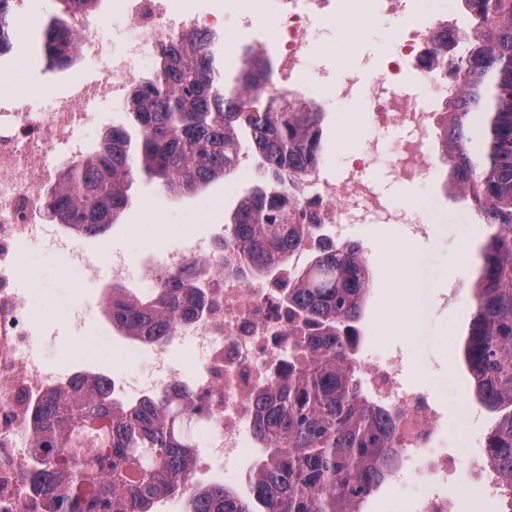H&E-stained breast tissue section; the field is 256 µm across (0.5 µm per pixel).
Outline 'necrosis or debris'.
<instances>
[{"label": "necrosis or debris", "instance_id": "1", "mask_svg": "<svg viewBox=\"0 0 512 512\" xmlns=\"http://www.w3.org/2000/svg\"><path fill=\"white\" fill-rule=\"evenodd\" d=\"M267 0H238L231 12L204 11L178 0H112V10L135 28L118 49L92 48L91 36L99 18L93 10L78 14L74 25L81 33L80 47L89 54V73L68 82L51 95L47 110L37 111L28 99L0 95V512H45L42 502L28 489L30 448L34 429L31 408L52 389L62 385L58 369L26 355L22 342L31 336L34 321L21 294L19 282L26 267L25 250L38 238L51 235L58 250H75V234L48 215V192L67 169L96 145L83 130L98 120L100 106L122 103L142 78L148 56L163 42L188 33H217L225 27L252 33L268 29L274 37L277 81L266 86L268 104L286 106V95L297 78L310 77L339 100L352 97L359 78L347 72L340 82L330 81L321 65L305 52L311 19H336L338 9L350 16L372 11L401 16L416 8V0H279L268 11ZM462 27L448 20L426 18L407 28L397 39L380 72L364 95L365 109L377 129H403L392 147L380 139L364 142L345 158L337 180L324 167L306 172L299 190L291 192L293 204L317 217L325 237L350 242L353 224H403L412 236L425 238L430 225L412 212L394 205L364 172L381 157H388L393 174L407 183L433 176L439 158L431 133L439 125L437 102L418 109L401 87L402 73L412 68L418 79L433 89L462 51ZM222 254L211 240H192L165 252L146 271L151 283L162 275L210 269L204 316L180 323L175 338L188 342L202 356L193 379L195 393L209 403L204 420L205 446L195 455L194 472L206 474L213 460L250 461L243 432L251 424V394L268 383L271 367L288 345V314L283 285L255 287L236 273L221 270ZM84 284L111 294L113 286L129 287L131 277L124 257L112 256L107 266L83 257L79 260ZM104 343L119 347L130 358L149 357L160 386L182 385L184 374L172 365L161 343L119 338L100 329ZM405 359L391 352L362 367V380L370 399L399 410L398 438L404 460L417 461L431 478L428 492L413 505V512H453L442 487L448 481V453L440 448L436 429L437 406L402 379ZM397 466L391 483L406 478Z\"/></svg>", "mask_w": 512, "mask_h": 512}]
</instances>
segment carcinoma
Here are the masks:
<instances>
[{
	"instance_id": "cac0c4a2",
	"label": "carcinoma",
	"mask_w": 512,
	"mask_h": 512,
	"mask_svg": "<svg viewBox=\"0 0 512 512\" xmlns=\"http://www.w3.org/2000/svg\"><path fill=\"white\" fill-rule=\"evenodd\" d=\"M42 28L46 61L76 60L67 18L95 0H56ZM476 35L449 75L442 152L456 186L471 197L490 233L478 247L475 307L463 361L477 401L500 417L486 438L490 467L512 486V0H464ZM21 17L0 0V55L10 52ZM233 80L222 77L216 38L187 34L161 47L105 142L69 168L50 192L59 224L96 237L133 204L146 178L174 196H192L235 172L249 147L259 185L237 204L220 244L223 270L271 280L288 252L307 243L308 225L288 221V187L320 163L324 112L259 106L272 60L248 49ZM207 272L195 281L162 278L148 296L112 288V327L144 342L168 341L177 322L204 314ZM371 271L355 244H323L285 291L300 335L254 396L252 433L263 448L245 476L248 491L194 478L192 424L203 404L187 385L126 402L112 378L73 374L32 406L30 484L50 512H155L178 498L183 512H361L399 458L398 415L364 393L356 369Z\"/></svg>"
}]
</instances>
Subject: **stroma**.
Instances as JSON below:
<instances>
[{
  "label": "stroma",
  "instance_id": "1",
  "mask_svg": "<svg viewBox=\"0 0 512 512\" xmlns=\"http://www.w3.org/2000/svg\"><path fill=\"white\" fill-rule=\"evenodd\" d=\"M55 5V0H31L23 13L12 53L0 57L1 64L17 68L9 79H0L1 94L41 101L85 73L86 66L80 60L60 70L45 66L38 29ZM411 21L408 15H378L366 26L345 18L331 26L317 22L305 51L313 62L327 63L337 72L355 70L366 83L390 54L395 37ZM307 93L325 114L322 164L330 175H338L344 157L365 141L378 136L389 145L401 135L396 128L377 131L363 108L362 95L337 101L313 87ZM366 176L396 205L403 207L408 201H416L419 219L432 224L433 231L429 237L414 241L419 256L417 273L425 288L422 312L406 329L399 330L395 327L396 316L411 304L412 296L409 289L400 287L383 252L390 241L407 238V228L402 224H360L352 228L373 272L358 354L363 357L378 349L403 352L407 359L405 381L441 411L439 440L453 455L448 498L455 512H500V502L480 498L469 468L474 444L486 438L495 415L486 410L481 419L473 418L471 411L477 403L467 371L456 355L457 344L471 319L473 278L454 275L455 256L463 245L478 248L488 227L476 222L477 209L470 199L456 188L447 187L451 178L448 167H439L432 181L406 184L397 180L387 161L382 160L367 169ZM256 182V173L237 172L198 195L175 197L162 191L158 182L141 181L134 189V205L121 220L103 235L80 237L79 246L101 259L112 251H121L128 257L135 277H142L148 261L175 245L182 232L222 235L238 199ZM145 209L163 225L162 236L151 235L143 226L140 215ZM76 268L74 260L44 242L29 248L24 292L29 295L40 290L55 312L50 319L38 317L29 339L31 352L49 365L71 372L93 362L105 373L123 371L139 382L149 381L147 362H123L119 354L109 352L100 342L95 317L101 311L102 298L98 291L78 283ZM426 485V476L411 469L408 485L383 486L366 504L365 512H411Z\"/></svg>",
  "mask_w": 512,
  "mask_h": 512
}]
</instances>
